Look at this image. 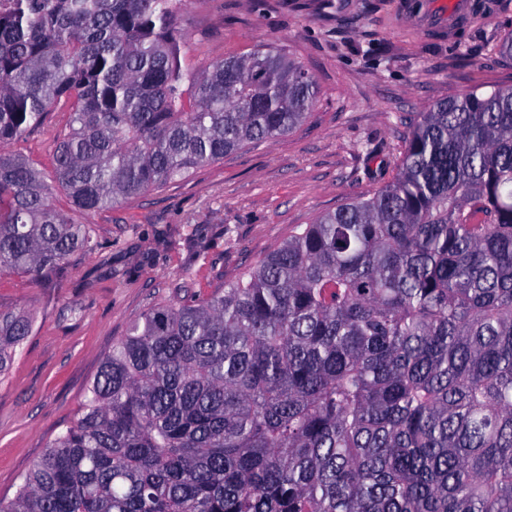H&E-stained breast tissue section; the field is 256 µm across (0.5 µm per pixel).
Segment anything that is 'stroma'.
<instances>
[{
    "label": "stroma",
    "instance_id": "obj_1",
    "mask_svg": "<svg viewBox=\"0 0 512 512\" xmlns=\"http://www.w3.org/2000/svg\"><path fill=\"white\" fill-rule=\"evenodd\" d=\"M418 0H187L180 24L192 67L267 45L290 51L318 102L290 133L197 169L188 178L94 216L97 251L41 284L0 277V307L31 309L35 329L0 381V497L71 421L113 342L175 289L211 293L257 266L294 231L391 182L418 113L472 89L512 85L497 46L512 0L472 23L425 33L400 12ZM67 113L10 144L51 169ZM376 150L366 160L365 143Z\"/></svg>",
    "mask_w": 512,
    "mask_h": 512
}]
</instances>
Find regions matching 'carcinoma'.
<instances>
[{
  "mask_svg": "<svg viewBox=\"0 0 512 512\" xmlns=\"http://www.w3.org/2000/svg\"><path fill=\"white\" fill-rule=\"evenodd\" d=\"M186 0L0 5V145L68 109L45 171L0 150V276H60L86 215L291 131L278 48L181 65ZM35 315L0 308V380ZM0 512H512V86L419 113L399 172L112 345Z\"/></svg>",
  "mask_w": 512,
  "mask_h": 512,
  "instance_id": "obj_1",
  "label": "carcinoma"
}]
</instances>
